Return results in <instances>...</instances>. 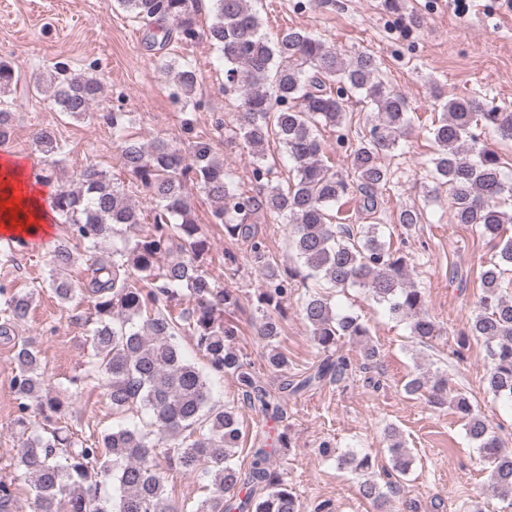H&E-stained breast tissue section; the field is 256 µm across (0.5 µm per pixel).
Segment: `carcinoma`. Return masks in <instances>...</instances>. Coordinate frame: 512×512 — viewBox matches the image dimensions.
Instances as JSON below:
<instances>
[{
  "mask_svg": "<svg viewBox=\"0 0 512 512\" xmlns=\"http://www.w3.org/2000/svg\"><path fill=\"white\" fill-rule=\"evenodd\" d=\"M115 2L142 24L154 64L185 99L198 83L196 72L189 62L174 60L166 47L174 39L188 43L200 37L198 0ZM211 2L214 20L207 34L224 62V92L237 95L230 131L241 137L252 157L253 180L261 187L271 183L274 171L267 150L270 142L277 143L292 163L287 186L270 187L260 200L236 185L210 141L198 138L185 145L157 140L145 147L129 138V113L102 114L112 126L117 165L132 184L149 193L152 208L144 230L143 213L124 186L93 165L80 170L77 188L63 187L50 200L60 223L87 244L91 261L84 294L95 310L92 352L84 376L72 383L82 386L103 377L113 413L138 405L150 419L142 428L106 429L90 444L75 438L66 421L69 404L44 387L39 350L21 344L10 389L18 401L15 425L23 438L16 469L30 482L31 512H179L165 493V475L173 469L211 477L209 493L194 512H301L292 488L270 468L271 457L287 447L286 436L278 435L270 448L261 443L250 449L248 471L241 472L233 462L243 441L235 409L210 403L206 376L184 358L179 344L182 333L193 336L211 370L235 378L241 403L274 418L283 415L288 398L348 373L351 360L339 352L340 340L360 344L367 364L378 357L359 317L339 315L329 296L307 291L299 298L301 314L313 341L329 356L303 376H288V357L279 350L278 338L295 288L292 277L270 259L257 225L248 223L260 208L288 224L291 245L306 270L303 279H320L341 291L363 288L374 301L386 304L393 317L407 321L420 342L438 335L422 289L409 278L406 256L393 248L381 224H356L347 209L353 201L364 215L378 213L382 194L393 186V172L381 159L394 155L410 123L407 103L389 85L377 57L359 52L346 58L301 29L271 38L262 32L252 0ZM20 77L15 63L0 59V97L17 89ZM45 89L57 111L80 119L90 114L103 84L94 73L75 75L60 63L34 85L37 93ZM354 100L370 110L353 147L346 117ZM441 108L432 130V190L448 187L455 223L471 225L498 248L497 260L479 275L480 310L470 333L489 344L490 392L512 403V296L503 292L505 268H512V236L505 235L506 225L512 224V180L504 174L501 155L473 132L490 126L500 139L512 140V109H488L475 96L449 98ZM11 119L9 102L0 100V145L10 140ZM326 127L336 132V148L352 149V173L330 165L318 136ZM36 142L49 157L65 153L50 127L37 133ZM190 186L215 203L212 223L246 243L247 257L263 277L254 329L267 347L268 366L282 377L276 398L234 347L238 331L224 321V311L237 307L239 298L207 272L208 230L195 219L187 197ZM420 223L422 212L415 206L401 208L396 217L406 231ZM168 256L171 260L163 261ZM75 261L68 246L53 250L48 286L64 301L75 297V288L59 271ZM6 294L5 322L25 320L32 295H10L1 285L0 295ZM183 296L193 306L178 312ZM405 391L435 407L447 404L465 420L469 438L490 464V488L512 494V450L502 447L467 397L451 394L445 379L426 374L412 377ZM33 409L44 417L41 432L30 430ZM387 435L391 466L382 485L369 476V457L338 453L327 442L320 446L323 455L336 456L339 468L366 475L359 493L378 506L400 489L412 462L395 429ZM102 479L119 485L120 494L110 504L95 503ZM241 485L249 491L238 497ZM15 496V481L1 479L0 512H10Z\"/></svg>",
  "mask_w": 512,
  "mask_h": 512,
  "instance_id": "1",
  "label": "carcinoma"
}]
</instances>
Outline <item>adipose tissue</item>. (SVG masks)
<instances>
[{"label":"adipose tissue","mask_w":512,"mask_h":512,"mask_svg":"<svg viewBox=\"0 0 512 512\" xmlns=\"http://www.w3.org/2000/svg\"><path fill=\"white\" fill-rule=\"evenodd\" d=\"M44 190L28 184L23 166H0V229L26 237L47 234L50 214Z\"/></svg>","instance_id":"ef3b65f1"}]
</instances>
